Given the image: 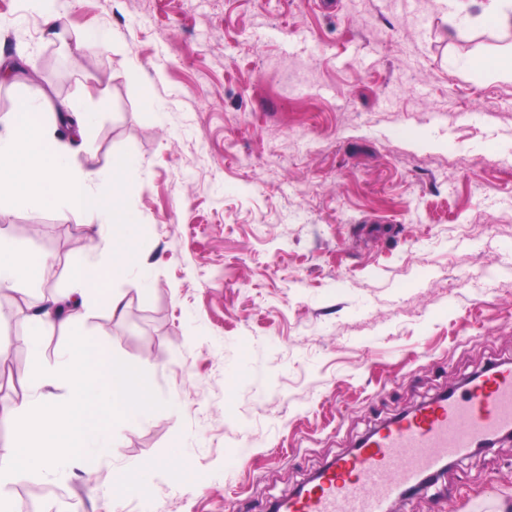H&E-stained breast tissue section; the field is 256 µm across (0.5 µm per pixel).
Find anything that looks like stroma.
<instances>
[{
    "label": "stroma",
    "instance_id": "1",
    "mask_svg": "<svg viewBox=\"0 0 512 512\" xmlns=\"http://www.w3.org/2000/svg\"><path fill=\"white\" fill-rule=\"evenodd\" d=\"M64 39L28 0H0V94L81 99L97 114L75 160L140 162L127 183L139 248L93 307L88 338L141 363L159 406L114 428L112 457L26 483L80 512H269L370 430L500 360H512V79L479 73L502 31L450 27L440 0H72ZM107 48L73 51L86 31ZM140 68L132 79L128 62ZM163 103L150 110L146 92ZM38 217V283L0 340L27 398L31 309L70 287L111 219ZM151 463L147 483L120 488ZM512 504V442L476 449L394 512H498Z\"/></svg>",
    "mask_w": 512,
    "mask_h": 512
}]
</instances>
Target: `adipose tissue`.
<instances>
[{
    "mask_svg": "<svg viewBox=\"0 0 512 512\" xmlns=\"http://www.w3.org/2000/svg\"><path fill=\"white\" fill-rule=\"evenodd\" d=\"M446 6L449 21L472 14L477 21L512 29V0H447ZM49 110L67 119L75 135L85 136L92 125V113L71 101L48 107L35 96L23 99L9 132L0 135V205L34 212L58 205L91 218L108 212L113 223L122 227L123 245L113 250L110 265L85 260L73 269L70 293L75 301L70 309L50 298L30 315L27 337L34 355L31 387L35 396L8 411L17 432L0 446V486L31 474L54 472L70 460L114 454V427L146 424L158 405L140 363L119 359L106 345L76 331L90 302L103 303L115 315L124 311L122 296L106 283L125 273L137 250L139 221L127 205L125 181L137 171L139 161L114 159L112 193L101 194L97 186L103 175L93 156L74 165L69 153L49 136L44 121ZM44 263L42 256L24 253L0 236V289L37 281ZM60 323L73 335L59 359L50 364L40 356L41 341ZM60 385L69 391L62 402L47 392L48 387Z\"/></svg>",
    "mask_w": 512,
    "mask_h": 512,
    "instance_id": "adipose-tissue-1",
    "label": "adipose tissue"
}]
</instances>
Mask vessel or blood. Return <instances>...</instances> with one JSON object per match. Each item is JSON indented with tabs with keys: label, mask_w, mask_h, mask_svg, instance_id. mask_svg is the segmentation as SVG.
<instances>
[{
	"label": "vessel or blood",
	"mask_w": 512,
	"mask_h": 512,
	"mask_svg": "<svg viewBox=\"0 0 512 512\" xmlns=\"http://www.w3.org/2000/svg\"><path fill=\"white\" fill-rule=\"evenodd\" d=\"M512 431V363L505 361L373 430L288 501V512H386L477 443Z\"/></svg>",
	"instance_id": "1"
}]
</instances>
